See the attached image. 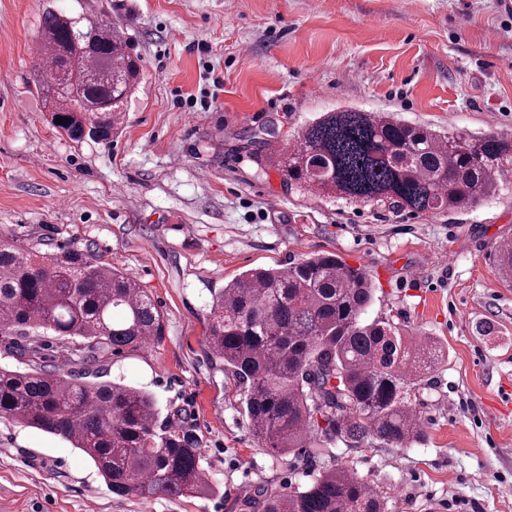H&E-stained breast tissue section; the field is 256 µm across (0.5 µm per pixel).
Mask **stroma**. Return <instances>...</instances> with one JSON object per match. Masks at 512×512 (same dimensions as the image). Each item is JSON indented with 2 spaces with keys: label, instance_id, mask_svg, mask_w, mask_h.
I'll use <instances>...</instances> for the list:
<instances>
[{
  "label": "stroma",
  "instance_id": "stroma-1",
  "mask_svg": "<svg viewBox=\"0 0 512 512\" xmlns=\"http://www.w3.org/2000/svg\"><path fill=\"white\" fill-rule=\"evenodd\" d=\"M116 23L142 78L112 143L56 130L33 83L46 9ZM358 109L446 134H512V0H0V238L89 249L131 275L165 335L102 365L83 339L33 337L47 368L100 371L151 393L187 432L215 487L112 494L71 444L0 418V512H261L259 492L307 486L342 464L389 512H512V162L495 195L452 214L316 196L284 180L321 113ZM316 253L365 267V318L440 341L421 389L422 437L278 454L252 434L241 393L206 344L209 306L253 269Z\"/></svg>",
  "mask_w": 512,
  "mask_h": 512
}]
</instances>
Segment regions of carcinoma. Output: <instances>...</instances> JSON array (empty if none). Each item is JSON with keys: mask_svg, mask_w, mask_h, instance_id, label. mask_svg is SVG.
I'll return each mask as SVG.
<instances>
[{"mask_svg": "<svg viewBox=\"0 0 512 512\" xmlns=\"http://www.w3.org/2000/svg\"><path fill=\"white\" fill-rule=\"evenodd\" d=\"M38 91L73 140L112 141L141 78L128 38L62 11L43 14ZM512 158V135H442L390 116L325 112L295 147L270 159L288 182L317 194L389 204L420 214L459 212L497 191L494 172ZM496 260L512 283V242ZM370 275L334 254L282 269H255L212 302L208 349L243 396L252 433L276 453L323 439L358 448L403 447L422 430L418 394L445 362L435 340L418 342L387 318L363 320ZM50 332L91 349L137 350L163 338L150 295L90 251L42 252L0 239V336ZM0 417L58 435L84 453L112 493L144 498L212 493L192 438L165 426L148 392L81 375L0 367ZM385 497L335 465L300 489L264 496L262 512H386Z\"/></svg>", "mask_w": 512, "mask_h": 512, "instance_id": "cac0c4a2", "label": "carcinoma"}]
</instances>
